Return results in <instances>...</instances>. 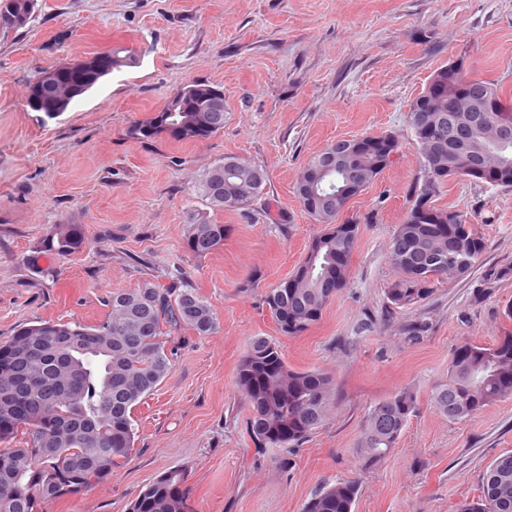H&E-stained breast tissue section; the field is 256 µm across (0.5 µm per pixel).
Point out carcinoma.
<instances>
[{
  "mask_svg": "<svg viewBox=\"0 0 512 512\" xmlns=\"http://www.w3.org/2000/svg\"><path fill=\"white\" fill-rule=\"evenodd\" d=\"M432 81L441 90L431 112L414 107L410 126L420 153L424 182L398 225L389 246L399 277L386 290L388 303L407 308L429 297L436 280L459 281L474 268L482 252L473 248L476 234L463 214L453 211L454 232L421 223L420 208L448 182L464 177L466 167L489 162L512 169V133L501 143L481 135L476 123L460 120L471 100H484L493 121L503 117L512 127V106L491 80L467 78L455 63L437 70ZM176 139L193 140L224 128V108L213 112H178ZM441 127L447 149L439 153L418 128ZM165 126L150 117L135 123L130 136L158 137ZM341 175L323 185L321 204L311 218L330 229L310 245L296 273L269 289L265 301L280 333L294 337L316 324L325 306L344 288L348 271L336 269L333 256L352 253L358 224L371 218L343 220L336 207ZM266 175L234 156L205 170L193 185L198 198L215 210L243 209L260 196ZM224 243V225L193 210L187 219L186 244L205 256ZM83 244L76 224H59L44 241V251L65 258ZM108 313L98 324L38 322L22 327L0 346V512H43L49 501L81 494L108 480L112 469L130 458L136 429L132 410L170 373L175 349L163 337L185 326L204 336L216 329L211 305L185 284L183 273L166 282L146 281L132 291H114ZM464 362L451 358L448 382L433 393L436 408L450 420H462L512 396V335L492 346L468 345ZM237 382L249 406L247 432L255 450L276 452V463L290 465L288 454L330 417L335 384L321 371L288 366L280 344L253 337L237 367ZM411 392L401 390L369 411L361 441L364 462L375 464L395 448L415 412ZM52 445L54 455L41 449ZM360 486L355 480L328 484L308 499L304 512H354ZM129 512H193L187 475L171 469L145 487ZM458 512H512V453L496 458L482 483L481 498Z\"/></svg>",
  "mask_w": 512,
  "mask_h": 512,
  "instance_id": "1",
  "label": "carcinoma"
}]
</instances>
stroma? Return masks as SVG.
<instances>
[{"label":"stroma","mask_w":512,"mask_h":512,"mask_svg":"<svg viewBox=\"0 0 512 512\" xmlns=\"http://www.w3.org/2000/svg\"><path fill=\"white\" fill-rule=\"evenodd\" d=\"M114 70L56 118L28 111L46 67L114 47ZM459 63L512 98V0H37L33 20L0 33V344L41 320L95 324L106 296L182 269L213 308L214 333L183 329L169 375L134 411L131 458L109 482L44 512H128L140 490L184 469L196 512H302L317 489L355 480L354 512H456L477 499L488 465L512 452V397L451 421L432 400L454 350L512 334V189L449 180L434 204L463 214L486 249L472 272L438 281L409 309L385 291L397 273L391 238L421 170L409 109L436 70ZM224 92V127L204 140L130 136L184 84ZM393 136L398 152L349 203L360 224L344 288L302 335L280 337L265 303L325 232L294 195L303 166L336 140ZM233 155L262 168L249 209L207 208L196 177ZM205 212L224 244L195 257L186 217ZM59 224L84 243L67 258L42 245ZM420 322V335H407ZM279 339L297 370L336 384L325 425L281 468L258 457L237 367L252 337ZM407 389L417 407L390 455L365 464L366 416Z\"/></svg>","instance_id":"1"}]
</instances>
